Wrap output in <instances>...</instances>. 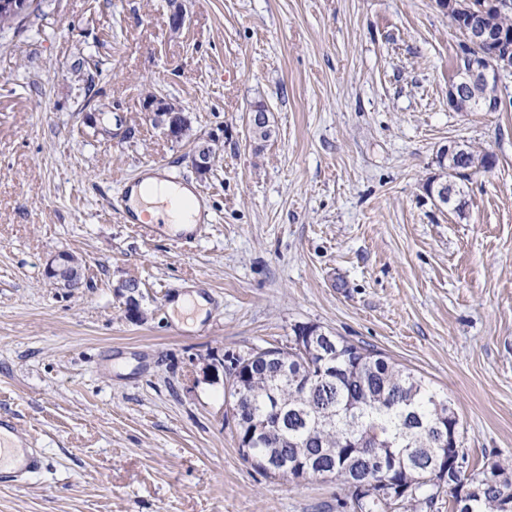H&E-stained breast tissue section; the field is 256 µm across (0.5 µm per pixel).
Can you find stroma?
<instances>
[{"label":"stroma","instance_id":"1","mask_svg":"<svg viewBox=\"0 0 512 512\" xmlns=\"http://www.w3.org/2000/svg\"><path fill=\"white\" fill-rule=\"evenodd\" d=\"M183 6L176 35L167 0H41L0 34V414L46 460L0 485V512H343L339 481L245 461L223 380L196 369L301 324L447 393L470 463H512V77L498 111L449 105L461 36L437 0ZM149 91L216 139L208 177ZM456 142L495 159L460 213L424 190ZM153 163L208 202L191 243L118 210ZM61 252L81 287L48 276ZM129 279L140 323L116 293ZM189 286L209 304L191 330L169 313ZM144 107L145 112H150L149 115L155 120V123L161 126L171 138L175 139L170 130L178 118H184L183 107L177 102L162 100L161 98L145 100Z\"/></svg>","mask_w":512,"mask_h":512}]
</instances>
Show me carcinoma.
I'll list each match as a JSON object with an SVG mask.
<instances>
[{
  "mask_svg": "<svg viewBox=\"0 0 512 512\" xmlns=\"http://www.w3.org/2000/svg\"><path fill=\"white\" fill-rule=\"evenodd\" d=\"M456 30L482 21L497 28L512 47V6H501L485 15L461 13L450 17ZM506 46V47H508ZM506 47L485 45V57L504 53ZM491 168L493 156L469 150L453 165L437 154L440 168H451L454 195L451 205L464 194L466 167ZM237 423L238 436L247 440L245 458L270 475L290 472L299 477L315 469H333L347 487L355 512H396L414 502L430 501L443 484L462 483L461 475L436 473L438 449L436 425L456 422L458 414L448 396L428 386L414 373L399 367L374 349L332 337L319 341L306 353H294L289 345L252 352ZM330 358L333 373L315 386L302 382L318 374L319 362ZM372 440L377 448H355L353 441ZM408 449L395 479L408 494L400 501L380 495V476L369 465L371 452L391 463L398 449ZM507 468L494 462L491 471L478 470L468 478L465 512H512L505 493L512 491ZM361 479L368 488L358 493L352 481Z\"/></svg>",
  "mask_w": 512,
  "mask_h": 512,
  "instance_id": "carcinoma-1",
  "label": "carcinoma"
}]
</instances>
